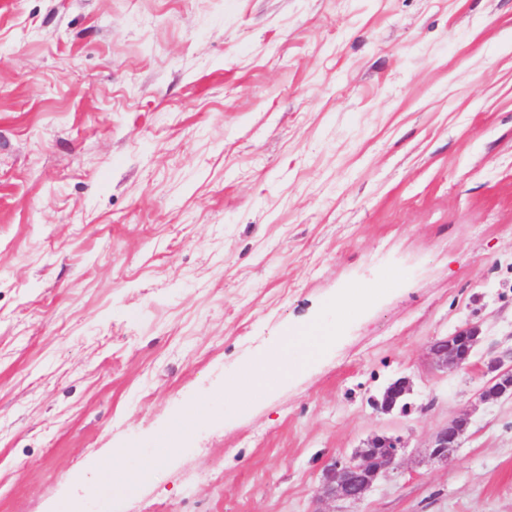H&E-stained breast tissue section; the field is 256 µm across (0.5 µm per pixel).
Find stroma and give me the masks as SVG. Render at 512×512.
<instances>
[{
    "mask_svg": "<svg viewBox=\"0 0 512 512\" xmlns=\"http://www.w3.org/2000/svg\"><path fill=\"white\" fill-rule=\"evenodd\" d=\"M509 348L512 0H0V512H320L382 433L334 512H512V400L478 398ZM121 448L157 475L97 485ZM481 329L477 325H466L456 329L450 336L434 342L430 348L432 358L440 368H465L476 354L481 342ZM319 336H293L290 339L281 340L273 352L272 360L278 366V369L283 376L294 371L298 367V358L296 356L290 357V350H298L300 354L311 352L312 346L310 340L316 341ZM329 336H320V340L316 341L313 346L319 347L321 341L327 339ZM412 385L407 377H400L392 381L383 391L380 400H376V406L383 413H391L400 407L404 410L408 403L407 397L411 394ZM471 425L467 413L460 414L435 434L431 445L428 446L429 456L436 461H448L453 458L457 448H460L462 438L467 434ZM403 449L400 437L372 436L352 457L337 458L325 466L320 499L361 501L375 482L394 468Z\"/></svg>",
    "mask_w": 512,
    "mask_h": 512,
    "instance_id": "stroma-1",
    "label": "stroma"
}]
</instances>
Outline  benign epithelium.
I'll return each mask as SVG.
<instances>
[{"label":"benign epithelium","mask_w":512,"mask_h":512,"mask_svg":"<svg viewBox=\"0 0 512 512\" xmlns=\"http://www.w3.org/2000/svg\"><path fill=\"white\" fill-rule=\"evenodd\" d=\"M480 342L479 326L466 325L434 342L430 352L440 368H465L475 356ZM486 373L491 378L482 389L480 398L484 401L512 399V350L490 360L486 365ZM411 391L410 379L400 377L384 389L376 406L384 413H390L398 407L404 409ZM470 425V416L464 413L439 429L428 446L430 458L441 462L452 459ZM403 449L401 438L397 436H372L365 447L358 449L352 457L337 458L325 466L320 499L352 502L364 499L375 482L394 468Z\"/></svg>","instance_id":"7a95c632"}]
</instances>
